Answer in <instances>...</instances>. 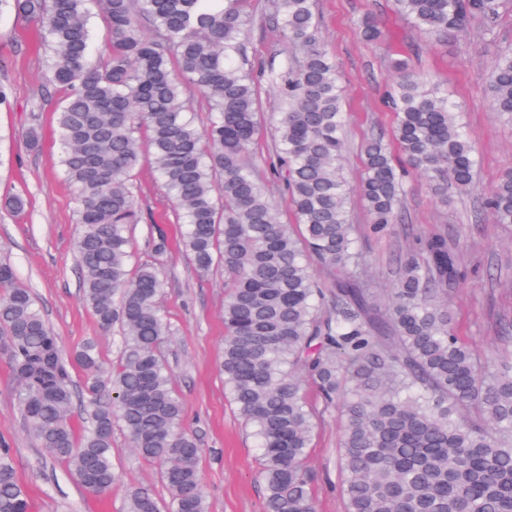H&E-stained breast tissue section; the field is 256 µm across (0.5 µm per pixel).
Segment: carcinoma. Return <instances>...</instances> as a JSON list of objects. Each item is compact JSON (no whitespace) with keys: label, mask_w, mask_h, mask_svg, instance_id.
<instances>
[{"label":"carcinoma","mask_w":512,"mask_h":512,"mask_svg":"<svg viewBox=\"0 0 512 512\" xmlns=\"http://www.w3.org/2000/svg\"><path fill=\"white\" fill-rule=\"evenodd\" d=\"M424 33L446 37L497 22L500 0H393ZM101 12L97 39L91 9ZM276 27L302 50L270 72L279 107L265 168L254 163L258 82L244 58L251 0H0V15L39 27L62 175L77 200L76 260L85 303L121 356L108 374L93 341L73 356L13 266L0 261V349L20 410L44 448L84 480L112 490V426L161 467L169 499L135 485L125 512H209L197 439L159 346L171 335L157 264L131 268L132 227L144 220L134 174L149 160L177 206L180 244L205 274L224 268L220 371L257 440L265 512H316L306 459L319 422L342 418L340 490L347 512H512V356L490 368L458 335L448 291L464 277L459 244L431 233L404 258L387 301L357 269L362 250L347 202L359 196L375 234L398 223L414 171L448 199L479 164L440 84L402 60L391 94L394 140L362 146L356 188L342 167L339 65L319 36L316 0H270ZM496 115L512 122V49L485 80ZM207 109L200 131L189 102ZM275 184L292 220L278 217ZM495 224H512V172L486 197ZM85 376L88 425L70 422L72 370ZM10 448L0 441V512H30Z\"/></svg>","instance_id":"carcinoma-1"}]
</instances>
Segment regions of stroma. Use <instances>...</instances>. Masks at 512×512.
I'll return each mask as SVG.
<instances>
[{
    "instance_id": "35a3bbf8",
    "label": "stroma",
    "mask_w": 512,
    "mask_h": 512,
    "mask_svg": "<svg viewBox=\"0 0 512 512\" xmlns=\"http://www.w3.org/2000/svg\"><path fill=\"white\" fill-rule=\"evenodd\" d=\"M492 29L473 25L468 33L431 39L398 17L393 0H318L320 37L340 64L344 110L348 114L344 167L350 182L361 171L360 145L366 138L390 133L388 95L393 59L409 62L413 71L447 84L480 155L475 186L449 190L438 198L421 177L408 178L401 220L390 230L372 233L369 217L353 203L351 218L360 228L362 272L378 299H386L398 267L416 237L436 231L462 247L464 280L448 296L460 336L486 360L512 352V335L500 326L512 322V224L492 223L483 194L512 171V125L493 114L483 82L499 51L512 48V0ZM254 22L247 34L246 54L258 70L278 68L284 55L298 56L273 24L269 0H253ZM373 18L385 33L368 44L359 35V21ZM8 101L0 105V198L18 193L27 200L22 212L0 209V259L14 266L28 285L50 326L72 352L95 341L105 365L119 359V331L104 332L82 297L75 245L79 233L76 201L59 168L54 112L59 95L46 89L42 57L35 47L33 26L12 15L0 16V85ZM39 144L30 146V129ZM136 194L146 223L132 230L136 262H157L164 280L160 300L172 334L160 353L173 375V386L185 407V424L202 448L200 469L211 512H265L264 488L258 477L256 442L225 394L217 360L224 343V272L199 274L174 243L176 205L156 175L142 167ZM164 229L170 245L156 256L150 226ZM336 414L325 415L308 460L315 473L317 512H345L340 491ZM0 439L10 448L17 475L26 486L31 512H124L130 487L153 485L160 497L168 492L157 465L139 458L126 431L115 426L112 463L117 481L104 498L86 494L66 463L56 460L33 436L18 400V385L9 357L0 351Z\"/></svg>"
}]
</instances>
